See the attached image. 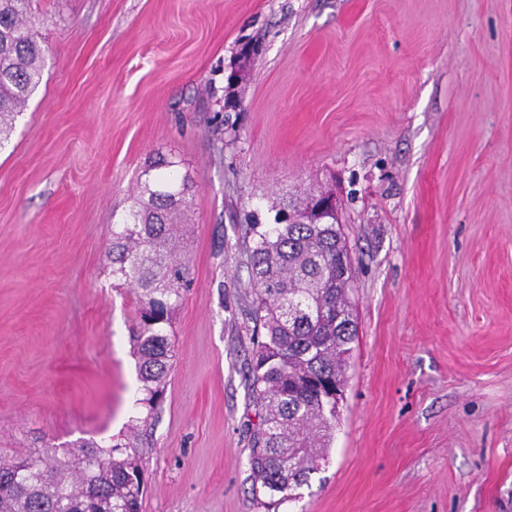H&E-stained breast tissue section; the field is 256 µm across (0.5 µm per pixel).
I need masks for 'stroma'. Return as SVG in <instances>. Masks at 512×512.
Returning a JSON list of instances; mask_svg holds the SVG:
<instances>
[{
  "mask_svg": "<svg viewBox=\"0 0 512 512\" xmlns=\"http://www.w3.org/2000/svg\"><path fill=\"white\" fill-rule=\"evenodd\" d=\"M32 9L42 81L0 142V458L124 433L112 226L160 152L192 185V286L141 512H512V0ZM322 182L358 334L327 459L277 504L252 493L242 233Z\"/></svg>",
  "mask_w": 512,
  "mask_h": 512,
  "instance_id": "1",
  "label": "stroma"
}]
</instances>
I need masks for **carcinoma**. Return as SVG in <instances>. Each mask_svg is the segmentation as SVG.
Returning a JSON list of instances; mask_svg holds the SVG:
<instances>
[{"mask_svg": "<svg viewBox=\"0 0 512 512\" xmlns=\"http://www.w3.org/2000/svg\"><path fill=\"white\" fill-rule=\"evenodd\" d=\"M42 19L31 0H0V137L8 135L42 79ZM179 165L160 155L145 169L141 199L112 225V285L137 291L139 319L133 332L139 381L147 410L133 419L140 443L173 367L168 334L172 315L189 283L181 258L188 229L179 223L192 186L177 182ZM305 197L279 206L274 222L251 213L244 267L252 288L257 342L248 389L259 407L250 465L254 491L280 500L308 481L324 459L325 438L336 420L329 388L345 383L357 321L349 299L351 277L339 224L290 223L280 214ZM143 460L132 442H91L58 458L43 448L11 463L0 462V512H140Z\"/></svg>", "mask_w": 512, "mask_h": 512, "instance_id": "carcinoma-1", "label": "carcinoma"}]
</instances>
